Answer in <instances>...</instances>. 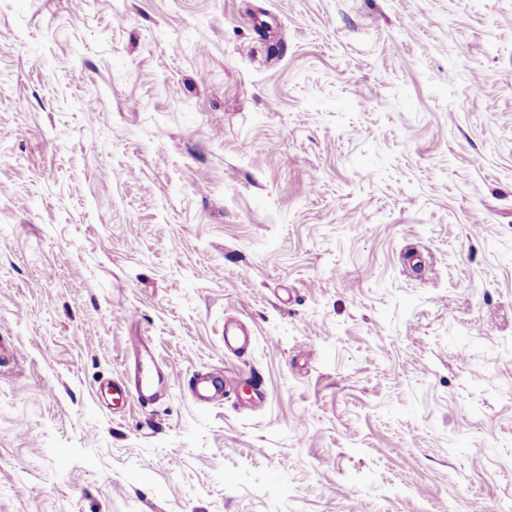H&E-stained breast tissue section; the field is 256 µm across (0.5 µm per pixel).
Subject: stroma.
I'll list each match as a JSON object with an SVG mask.
<instances>
[{
  "instance_id": "obj_1",
  "label": "stroma",
  "mask_w": 512,
  "mask_h": 512,
  "mask_svg": "<svg viewBox=\"0 0 512 512\" xmlns=\"http://www.w3.org/2000/svg\"><path fill=\"white\" fill-rule=\"evenodd\" d=\"M0 345V512H512V0H0ZM252 341V337L241 327L236 325H224V348L231 352H241L247 350ZM137 397L144 405H152L158 400V395L163 390V376L159 370L151 376H143L136 373ZM188 392L198 404L210 405L224 400L226 384L222 376L214 372H200L190 378Z\"/></svg>"
}]
</instances>
